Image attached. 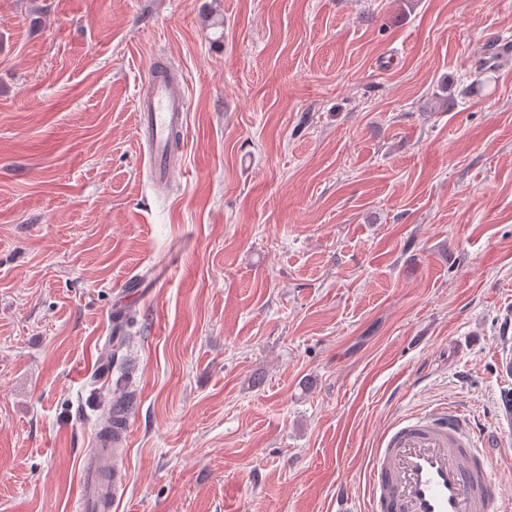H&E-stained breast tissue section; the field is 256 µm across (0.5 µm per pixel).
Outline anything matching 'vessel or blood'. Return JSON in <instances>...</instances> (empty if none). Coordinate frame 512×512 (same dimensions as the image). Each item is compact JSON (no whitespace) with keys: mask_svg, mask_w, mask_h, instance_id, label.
I'll list each match as a JSON object with an SVG mask.
<instances>
[{"mask_svg":"<svg viewBox=\"0 0 512 512\" xmlns=\"http://www.w3.org/2000/svg\"><path fill=\"white\" fill-rule=\"evenodd\" d=\"M143 158L153 184L171 182L180 158L172 143L186 126L189 99L180 79L151 67L136 99ZM110 435L97 434L82 459L84 512H111L125 477L112 465ZM479 420L461 407L425 409L401 420L375 449L366 485L371 512H512L498 484Z\"/></svg>","mask_w":512,"mask_h":512,"instance_id":"1","label":"vessel or blood"}]
</instances>
